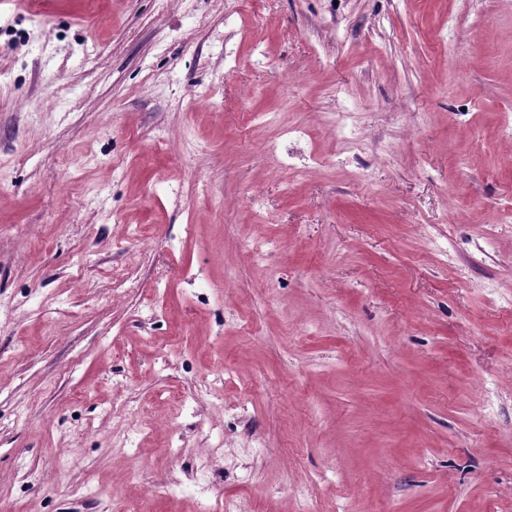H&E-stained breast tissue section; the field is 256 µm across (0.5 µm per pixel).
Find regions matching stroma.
Instances as JSON below:
<instances>
[{
	"mask_svg": "<svg viewBox=\"0 0 512 512\" xmlns=\"http://www.w3.org/2000/svg\"><path fill=\"white\" fill-rule=\"evenodd\" d=\"M510 116L512 0H6L0 512H512Z\"/></svg>",
	"mask_w": 512,
	"mask_h": 512,
	"instance_id": "1",
	"label": "stroma"
}]
</instances>
